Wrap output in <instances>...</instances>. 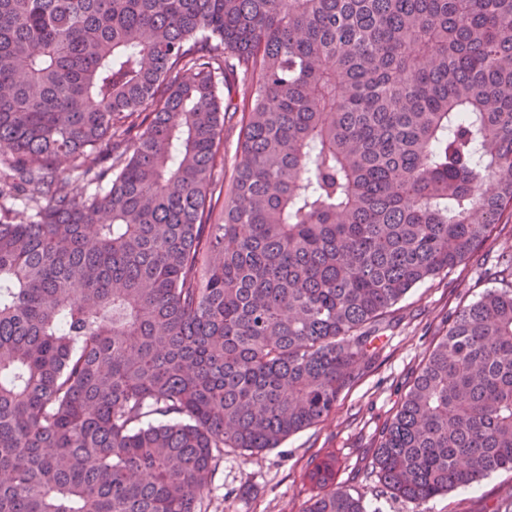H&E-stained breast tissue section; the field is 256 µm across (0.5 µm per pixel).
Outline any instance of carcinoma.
<instances>
[{
  "mask_svg": "<svg viewBox=\"0 0 512 512\" xmlns=\"http://www.w3.org/2000/svg\"><path fill=\"white\" fill-rule=\"evenodd\" d=\"M0 162V512H195L512 210V0H0ZM500 284L381 428L396 498L512 471ZM306 477L365 512L336 456Z\"/></svg>",
  "mask_w": 512,
  "mask_h": 512,
  "instance_id": "carcinoma-1",
  "label": "carcinoma"
}]
</instances>
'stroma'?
<instances>
[{
	"label": "stroma",
	"instance_id": "stroma-1",
	"mask_svg": "<svg viewBox=\"0 0 512 512\" xmlns=\"http://www.w3.org/2000/svg\"><path fill=\"white\" fill-rule=\"evenodd\" d=\"M512 252V215L492 225L486 243L449 273L412 288L396 304L372 366L346 390L335 410L279 447L253 456L224 451L209 493L196 512H304L312 488L305 465L334 453L336 482L359 497L366 512H494L512 502V472H498L466 490L421 505L394 498L373 468L378 432L392 416L429 350L464 304L494 287L503 254Z\"/></svg>",
	"mask_w": 512,
	"mask_h": 512
}]
</instances>
